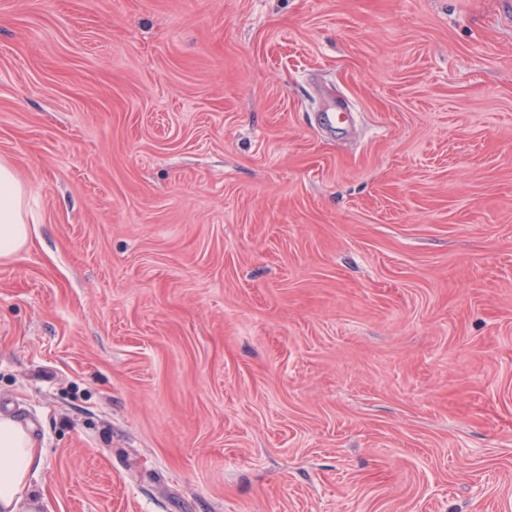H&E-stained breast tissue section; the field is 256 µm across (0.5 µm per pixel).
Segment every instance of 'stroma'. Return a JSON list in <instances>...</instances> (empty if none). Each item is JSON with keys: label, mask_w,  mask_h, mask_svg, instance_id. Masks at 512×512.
<instances>
[{"label": "stroma", "mask_w": 512, "mask_h": 512, "mask_svg": "<svg viewBox=\"0 0 512 512\" xmlns=\"http://www.w3.org/2000/svg\"><path fill=\"white\" fill-rule=\"evenodd\" d=\"M0 160L36 512H512V0H0ZM24 189L13 169L0 163V257L17 252L28 240Z\"/></svg>", "instance_id": "1"}]
</instances>
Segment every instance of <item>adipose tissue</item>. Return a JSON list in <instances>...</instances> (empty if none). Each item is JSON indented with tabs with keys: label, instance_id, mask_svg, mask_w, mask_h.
Masks as SVG:
<instances>
[{
	"label": "adipose tissue",
	"instance_id": "1",
	"mask_svg": "<svg viewBox=\"0 0 512 512\" xmlns=\"http://www.w3.org/2000/svg\"><path fill=\"white\" fill-rule=\"evenodd\" d=\"M24 189L13 169L0 163V257L17 252L28 240ZM42 462L31 426L0 418V512H32L35 494L30 475Z\"/></svg>",
	"mask_w": 512,
	"mask_h": 512
}]
</instances>
